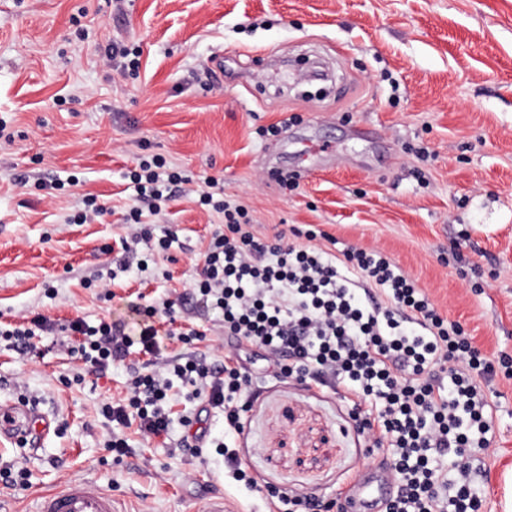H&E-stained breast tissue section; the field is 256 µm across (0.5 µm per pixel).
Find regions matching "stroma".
I'll return each instance as SVG.
<instances>
[{"mask_svg":"<svg viewBox=\"0 0 512 512\" xmlns=\"http://www.w3.org/2000/svg\"><path fill=\"white\" fill-rule=\"evenodd\" d=\"M115 41L140 52L130 73L104 56ZM0 121L12 135L0 140V322L129 324L137 294L183 289L223 226L197 202L214 177L260 239L314 225L381 250L487 356L512 357V0H0ZM155 154L191 181L149 217L174 241L143 270L120 239L135 205L127 173ZM284 170L295 188L278 183ZM86 193L106 214L68 223ZM103 282L111 300L97 296ZM185 317L206 333L200 351L223 359L222 312L192 302ZM34 342L27 355L0 344V404L27 403L53 428L34 451L0 442V463L30 473L28 489L0 487V512H33L74 477L110 489L117 512L217 500L266 512V490L328 501L386 460L367 456L337 394L265 373L247 350L262 376L242 434L225 435L218 409L202 426L257 490L226 480L217 454L181 457L182 418L198 405L178 383L169 434L144 444L127 429L134 453L115 462L100 407L125 395L127 370L77 383L66 344ZM491 388L494 452L473 487L481 512H512V381Z\"/></svg>","mask_w":512,"mask_h":512,"instance_id":"obj_1","label":"stroma"}]
</instances>
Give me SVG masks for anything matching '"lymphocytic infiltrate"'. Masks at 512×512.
Returning a JSON list of instances; mask_svg holds the SVG:
<instances>
[{"label":"lymphocytic infiltrate","instance_id":"1","mask_svg":"<svg viewBox=\"0 0 512 512\" xmlns=\"http://www.w3.org/2000/svg\"><path fill=\"white\" fill-rule=\"evenodd\" d=\"M129 178L139 201L130 240L164 254L170 239L153 238L142 215L159 212L189 178L160 155L140 160ZM199 203L222 215L224 227L213 233L188 288L223 313L231 341L223 362L192 351L161 359L162 336L186 343L201 337L178 325L179 297L142 298L133 334L105 318L92 325L77 317L60 326L37 313L0 327V337L24 353L33 337L60 331L73 337L69 353L87 372L126 367L129 391L101 407L110 428L105 448L117 460L131 453L127 427L146 441L168 435L165 402L175 377L189 398L223 410L228 431L241 432L254 392L240 349L256 348L274 373L347 401L367 453L387 450L397 491L385 512H479L472 451L490 449L493 432L484 386L499 375L511 380L512 358L490 359L378 250L352 244L332 254L318 244L326 236L320 229L306 230L302 246L266 244L254 235L247 210L227 201L214 178L206 179ZM443 457L451 469L439 466Z\"/></svg>","mask_w":512,"mask_h":512}]
</instances>
